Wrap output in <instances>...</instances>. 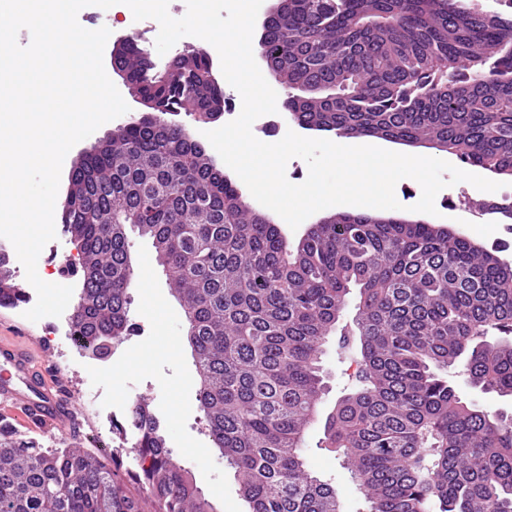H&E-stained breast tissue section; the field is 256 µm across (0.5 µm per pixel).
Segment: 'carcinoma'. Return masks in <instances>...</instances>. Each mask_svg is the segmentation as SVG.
Here are the masks:
<instances>
[{
  "instance_id": "1",
  "label": "carcinoma",
  "mask_w": 512,
  "mask_h": 512,
  "mask_svg": "<svg viewBox=\"0 0 512 512\" xmlns=\"http://www.w3.org/2000/svg\"><path fill=\"white\" fill-rule=\"evenodd\" d=\"M282 103L301 126L338 137L422 140L512 176V17L467 0H290L262 35ZM132 41L113 66L153 100L107 145L74 163L78 201L61 223L86 258L87 298L71 319L91 351L131 332L136 279L126 228L151 239L192 335L197 402L213 447L235 470L250 512H343L303 447L326 396L321 356L358 289L359 382L326 416L368 512H512V419L464 401L442 372L512 397V265L430 224H377L336 212L288 246L210 155L166 115L226 105L206 49L167 78L142 75ZM0 248V306L23 288ZM133 452L152 512H216L132 403ZM0 512H145L103 453L0 438Z\"/></svg>"
}]
</instances>
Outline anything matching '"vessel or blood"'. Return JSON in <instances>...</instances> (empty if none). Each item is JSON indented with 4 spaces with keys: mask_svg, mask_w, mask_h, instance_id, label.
<instances>
[{
    "mask_svg": "<svg viewBox=\"0 0 512 512\" xmlns=\"http://www.w3.org/2000/svg\"><path fill=\"white\" fill-rule=\"evenodd\" d=\"M0 407L66 434L75 433L79 427L59 382L45 370L41 355L1 341Z\"/></svg>",
    "mask_w": 512,
    "mask_h": 512,
    "instance_id": "vessel-or-blood-1",
    "label": "vessel or blood"
}]
</instances>
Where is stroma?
Returning a JSON list of instances; mask_svg holds the SVG:
<instances>
[{
    "label": "stroma",
    "mask_w": 512,
    "mask_h": 512,
    "mask_svg": "<svg viewBox=\"0 0 512 512\" xmlns=\"http://www.w3.org/2000/svg\"><path fill=\"white\" fill-rule=\"evenodd\" d=\"M502 191L483 193L458 183L441 190L435 200L437 212L429 223L443 225L469 237L486 249L498 250L501 259L512 264V234H507L501 215H482L480 202L500 201L512 196V177L504 179ZM128 240L137 270L144 275L141 285L131 288L128 319L132 332L97 367L73 360L65 339L47 341L45 321L33 322L19 316L15 307H0V340L15 341L38 350L52 376L67 388L83 421L80 435L71 436L36 426L19 425L24 439L42 447L58 442L63 448L117 450L107 465L116 473L127 496L143 499L146 491L137 475L141 462L132 452L133 431L125 427L132 401L145 399L160 423V432L181 464L217 512H246L234 470L213 449L205 433L198 408L196 374L186 340L182 306L173 297L150 240L136 229H128ZM339 333H332L323 356L327 394L323 412H330L338 398L358 387L355 352L340 348ZM107 395L116 409L113 419L99 410L97 396ZM323 424L315 422L307 432L304 455L311 471L338 491L343 512H366L359 487L352 481L341 458L325 448Z\"/></svg>",
    "instance_id": "1"
}]
</instances>
